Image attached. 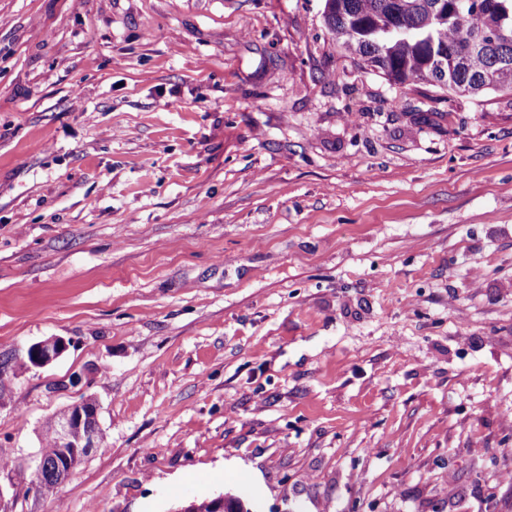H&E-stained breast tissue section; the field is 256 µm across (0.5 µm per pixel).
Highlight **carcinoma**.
Returning a JSON list of instances; mask_svg holds the SVG:
<instances>
[{
    "label": "carcinoma",
    "instance_id": "obj_1",
    "mask_svg": "<svg viewBox=\"0 0 512 512\" xmlns=\"http://www.w3.org/2000/svg\"><path fill=\"white\" fill-rule=\"evenodd\" d=\"M325 0L323 19L341 53L395 84L429 82L479 97L512 91V0ZM39 452L50 469L37 491L53 497L69 476L54 425Z\"/></svg>",
    "mask_w": 512,
    "mask_h": 512
}]
</instances>
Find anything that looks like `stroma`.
<instances>
[{"label":"stroma","instance_id":"stroma-1","mask_svg":"<svg viewBox=\"0 0 512 512\" xmlns=\"http://www.w3.org/2000/svg\"><path fill=\"white\" fill-rule=\"evenodd\" d=\"M323 6L0 0V359L68 344L6 382L13 512H512V92L391 84ZM67 347L68 344L63 338L49 337L32 344L26 349V352L28 351L31 354L32 364L28 354L24 352L16 356L13 362L12 360H1V371H10L15 375L17 369H28L31 365L34 368L45 367L61 357ZM83 401L88 405L96 404V400L91 396L85 398ZM67 413L68 415L65 416ZM97 413V405H95L94 407L84 408L82 404H76V406H73L71 409L70 407H67L65 410L61 411L55 417L60 418L56 420L55 424H51V422L47 423L41 434V446L39 448V451L36 452L31 457L34 476L39 475L45 467L43 457L50 465V469L47 472H45L42 475V477L35 478L37 491L41 495L47 498L55 496L59 485L70 475L69 471L73 469L70 468L68 470V468L64 465L61 456V447L63 448L66 455H68L67 448L76 449L77 451H83L84 448L98 447L99 434L98 428L95 424L89 427L87 442H85L83 446H72L81 445L84 441L87 432V426L82 425L87 418L86 415H88V420H95L97 424ZM76 425L82 427L74 428V426ZM54 426L57 430L61 447L57 441ZM70 431L72 445L70 444L69 438ZM228 500V510L219 511V506L215 498H206L202 500L192 501L189 505L188 512H251L252 510L246 504L234 495L224 494Z\"/></svg>","mask_w":512,"mask_h":512}]
</instances>
